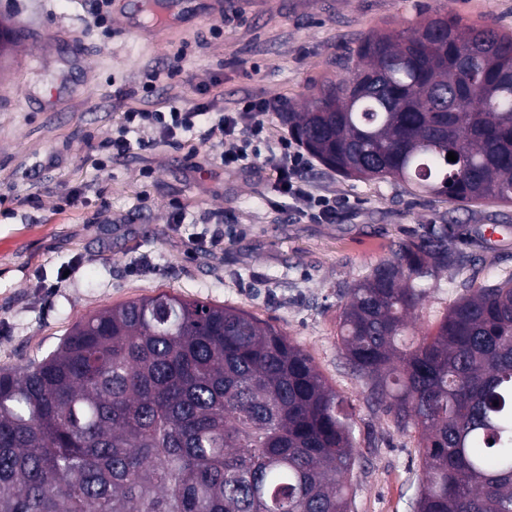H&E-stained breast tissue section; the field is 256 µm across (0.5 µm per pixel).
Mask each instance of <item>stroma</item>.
I'll return each instance as SVG.
<instances>
[{
    "label": "stroma",
    "mask_w": 512,
    "mask_h": 512,
    "mask_svg": "<svg viewBox=\"0 0 512 512\" xmlns=\"http://www.w3.org/2000/svg\"><path fill=\"white\" fill-rule=\"evenodd\" d=\"M153 2L112 0L97 24L95 0H0L19 33L0 66V369L42 359L89 315L162 292L245 309L281 328L343 400L351 512H413L418 437L395 429L343 358L342 291L431 224L460 234L456 277L498 281L512 274V206L415 197L315 161L304 181L339 205L309 221L274 181L288 133L278 115L347 75L350 48L370 34L437 10L512 32V0H236L229 20L214 0H179L169 25L148 23ZM217 91L218 112L268 104L273 137L236 168L217 144L123 127L126 108L166 112ZM121 134L131 150L108 158Z\"/></svg>",
    "instance_id": "stroma-1"
}]
</instances>
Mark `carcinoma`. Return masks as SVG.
<instances>
[{"label": "carcinoma", "instance_id": "cac0c4a2", "mask_svg": "<svg viewBox=\"0 0 512 512\" xmlns=\"http://www.w3.org/2000/svg\"><path fill=\"white\" fill-rule=\"evenodd\" d=\"M353 57L279 113L310 155L413 196L512 204V33L450 12ZM455 238L433 224L345 289L341 353L418 434L416 512H512V276L461 281L408 339L441 273L468 261ZM356 461L311 357L235 307L131 300L0 370V512H350Z\"/></svg>", "mask_w": 512, "mask_h": 512}]
</instances>
